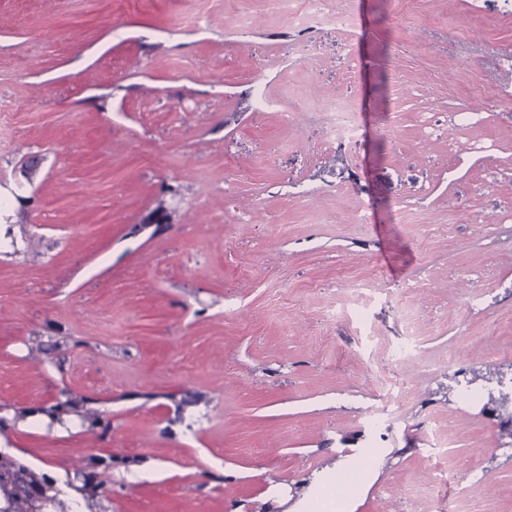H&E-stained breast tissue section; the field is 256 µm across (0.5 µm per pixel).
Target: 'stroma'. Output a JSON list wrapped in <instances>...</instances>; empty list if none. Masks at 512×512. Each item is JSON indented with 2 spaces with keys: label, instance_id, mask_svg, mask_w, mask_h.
Instances as JSON below:
<instances>
[{
  "label": "stroma",
  "instance_id": "1",
  "mask_svg": "<svg viewBox=\"0 0 512 512\" xmlns=\"http://www.w3.org/2000/svg\"><path fill=\"white\" fill-rule=\"evenodd\" d=\"M328 10L0 0V448L82 480L54 512H322L339 473L344 512H512L448 392L512 361V0ZM271 2L277 10L295 14L302 24L308 25L331 19L326 0H272ZM296 3L299 4L298 8ZM322 108L324 112H330L333 116L326 131L328 138L348 142L359 136V127L355 124L346 105L331 99L325 101ZM415 348L416 341L410 337L399 348L392 351L391 362L395 364L377 372L376 383L383 401V405L377 409L378 413L388 416L399 414L411 394L412 386L395 367L412 360Z\"/></svg>",
  "mask_w": 512,
  "mask_h": 512
}]
</instances>
